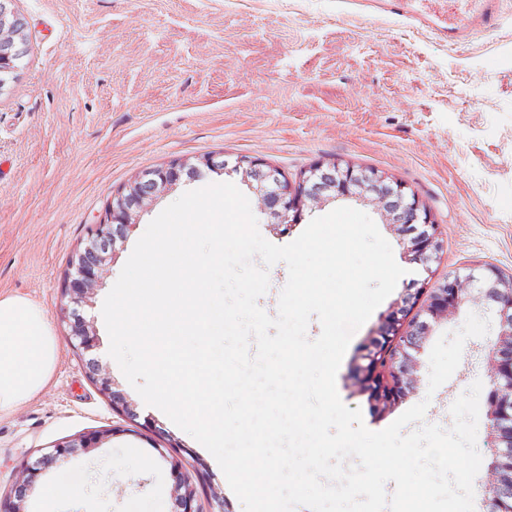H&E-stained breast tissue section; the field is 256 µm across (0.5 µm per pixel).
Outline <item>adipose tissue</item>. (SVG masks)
<instances>
[{
    "instance_id": "adipose-tissue-1",
    "label": "adipose tissue",
    "mask_w": 512,
    "mask_h": 512,
    "mask_svg": "<svg viewBox=\"0 0 512 512\" xmlns=\"http://www.w3.org/2000/svg\"><path fill=\"white\" fill-rule=\"evenodd\" d=\"M57 351L43 309L27 297L0 294V416L51 381Z\"/></svg>"
}]
</instances>
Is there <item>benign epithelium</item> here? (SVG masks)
I'll return each mask as SVG.
<instances>
[{
  "instance_id": "benign-epithelium-1",
  "label": "benign epithelium",
  "mask_w": 512,
  "mask_h": 512,
  "mask_svg": "<svg viewBox=\"0 0 512 512\" xmlns=\"http://www.w3.org/2000/svg\"><path fill=\"white\" fill-rule=\"evenodd\" d=\"M11 4L12 0H0V74L4 76L13 72L26 52L24 23ZM224 168L225 161L210 154L193 162L180 160L144 172L113 194L104 219L91 226L86 246L72 256L63 296L69 303L81 305L94 288L95 270L102 265L110 244L129 223L133 208L176 181L184 170L199 173L204 169L215 172ZM234 171L264 187L262 206L276 224L294 220L306 204L318 202L328 193L334 198H345L360 189L412 234L407 249L410 261L421 266L427 277L418 282L415 292L404 298L403 306L398 309L400 315L392 313L385 318L354 367L358 391L367 396L375 410L390 409L413 389L419 368L417 354L435 324L458 313L471 301L474 291L492 305L498 318V333L487 345V438L492 479L485 484L483 496L487 512H512V277L504 276L489 264L464 276L455 273L435 277L432 265L440 263L443 253L436 224L414 192L378 169L348 163L343 166L315 163L292 181L256 158L241 156L236 159ZM90 339L88 326L83 323L73 326L70 342L75 350H88ZM86 447V441L72 439L53 446V451L32 463L20 465L26 479L14 489L0 493V512H23L20 502L31 490L34 473L48 468L60 456ZM171 465L178 472L176 512H223L222 505L214 499L208 502V508L202 507L200 480L184 456L174 453Z\"/></svg>"
}]
</instances>
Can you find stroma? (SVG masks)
Returning a JSON list of instances; mask_svg holds the SVG:
<instances>
[{"mask_svg": "<svg viewBox=\"0 0 512 512\" xmlns=\"http://www.w3.org/2000/svg\"><path fill=\"white\" fill-rule=\"evenodd\" d=\"M28 53L0 82V293L44 310L58 339L51 381L0 418V488L21 481L20 465L65 440L94 447L61 457L34 480L25 512H44L43 489L65 478L81 498L55 512H172L177 475L156 450H185L224 512H243L213 455L159 409L146 405L117 364L103 301L148 224L184 192L231 182L249 199L260 234L294 241L309 222L340 206L367 213L410 268L409 236L370 199L307 204L296 223L275 224L258 185L224 171L180 177L133 210L78 312L93 333L88 355L69 345L61 289L114 192L143 171L210 153L258 158L296 178L315 161L376 168L411 187L444 241L439 274L478 264L512 274V0L493 31L448 46L434 34L336 0H15ZM395 290L353 335L336 376L341 401L379 431L428 401L424 423L450 428L452 403L488 382L482 339L464 343L452 377L429 391L436 341L468 314L473 299L434 326L419 355L414 390L379 413L358 391L351 364L404 297ZM95 358L120 412L88 379Z\"/></svg>", "mask_w": 512, "mask_h": 512, "instance_id": "stroma-1", "label": "stroma"}]
</instances>
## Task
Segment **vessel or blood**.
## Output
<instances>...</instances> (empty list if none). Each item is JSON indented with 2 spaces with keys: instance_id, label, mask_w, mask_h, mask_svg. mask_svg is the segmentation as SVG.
Wrapping results in <instances>:
<instances>
[{
  "instance_id": "1",
  "label": "vessel or blood",
  "mask_w": 512,
  "mask_h": 512,
  "mask_svg": "<svg viewBox=\"0 0 512 512\" xmlns=\"http://www.w3.org/2000/svg\"><path fill=\"white\" fill-rule=\"evenodd\" d=\"M341 10H375L431 29L448 45L468 41L475 34L496 28L502 20L501 0H448L442 11L430 9L428 0H337Z\"/></svg>"
}]
</instances>
